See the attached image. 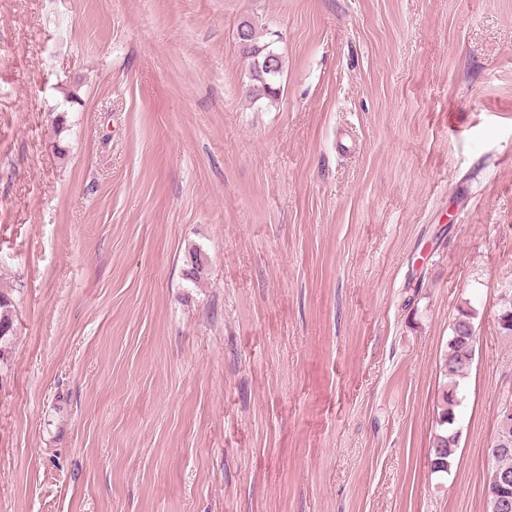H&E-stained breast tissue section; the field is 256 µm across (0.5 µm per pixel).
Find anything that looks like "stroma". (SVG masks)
<instances>
[{
	"label": "stroma",
	"mask_w": 512,
	"mask_h": 512,
	"mask_svg": "<svg viewBox=\"0 0 512 512\" xmlns=\"http://www.w3.org/2000/svg\"><path fill=\"white\" fill-rule=\"evenodd\" d=\"M0 291V512H487L512 0H0ZM242 27H244V34L240 40L243 42L240 50L250 59L252 80L256 82L252 88L246 90V95L253 99L265 98L272 102L280 95V80L283 73L282 58L272 48L271 43H260L256 27L252 22L248 20L241 22L237 30ZM270 56H275L277 61V69L272 72H268L264 68V61ZM12 301L4 292H0V361L13 336ZM472 325L471 313L462 310L456 319L453 336L448 343V353L443 359L441 371L447 379L441 396L442 404L438 413V433L433 442L431 467L435 473H448L454 463L458 447L456 432V408L460 405V379L468 371L473 356L474 337L469 326Z\"/></svg>",
	"instance_id": "obj_1"
}]
</instances>
